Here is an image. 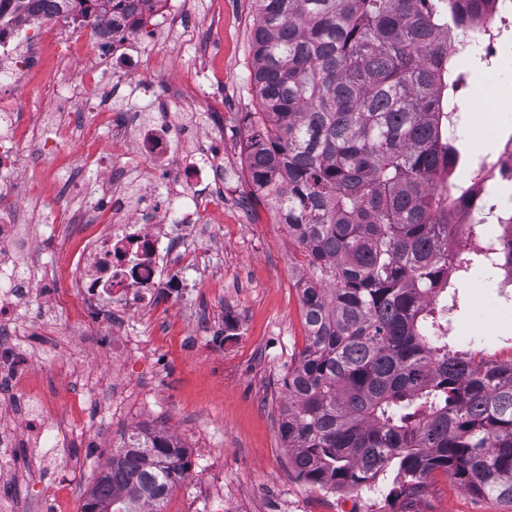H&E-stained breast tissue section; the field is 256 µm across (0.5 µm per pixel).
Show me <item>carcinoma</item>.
<instances>
[{
  "mask_svg": "<svg viewBox=\"0 0 512 512\" xmlns=\"http://www.w3.org/2000/svg\"><path fill=\"white\" fill-rule=\"evenodd\" d=\"M147 0H0L3 14L114 22ZM245 113L255 201L305 252L307 343L284 378L279 432L298 478L331 491L389 468L412 496L440 469L471 494L512 503V361L448 336L459 284L488 268L481 242L490 197L462 174L449 134L479 41L476 0H253ZM478 214L453 250L451 213ZM512 280V216L497 224ZM453 269L455 278L448 276ZM191 467L162 429L135 430L112 451L83 512H164Z\"/></svg>",
  "mask_w": 512,
  "mask_h": 512,
  "instance_id": "obj_1",
  "label": "carcinoma"
}]
</instances>
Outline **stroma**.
<instances>
[{
	"mask_svg": "<svg viewBox=\"0 0 512 512\" xmlns=\"http://www.w3.org/2000/svg\"><path fill=\"white\" fill-rule=\"evenodd\" d=\"M194 37L159 35L144 49L128 38L113 45L101 67L93 104L71 111L56 105L57 122L36 128L37 140L54 141L65 133L71 151L48 154L27 147L17 158L18 181L11 191L24 201L20 224L34 227L44 242L42 261L54 283L67 282L72 257L83 243L77 228L84 210L80 198L67 193L73 159L83 135H93L100 149L98 166L83 179L94 187L112 178L114 163L109 131L98 124L96 108L145 112L151 104L167 105L185 129L213 124L212 107H221L224 125L222 195L207 213L209 231L203 268L187 272L191 284L179 306H153L140 311L126 329L145 346L141 357L126 359L127 377L119 386L121 402L108 426L92 438V454L77 455L82 428L98 412V399L87 398L90 381L65 352L78 320L76 298L47 301L44 316L55 317L52 334L31 326L23 351L36 357L27 373V405L56 403L67 411L75 430L72 445L47 451L19 441L0 446V512H42L46 496H54V512H82L99 471L113 448L131 429L165 430L185 447L191 461L189 481L220 484L236 499L238 512H512V504L477 497L460 487L445 471L427 478L415 497H397L392 478L354 492H332L297 478L291 451L279 434L284 378L306 344L301 319L300 288L305 259L297 244L271 211L256 204L246 169L244 113L253 111L250 32L254 25L251 0H198L188 18ZM58 47L49 51L24 84L0 80V97L15 102L21 120L34 125L36 114L51 102L55 81L74 76L86 62L71 54L70 44L88 30L66 24ZM139 73L152 92L129 102L116 89L129 72ZM193 86L203 105L186 108V86ZM491 89L485 71H475L461 96L460 122L471 159H494L498 138L483 129L481 100ZM488 279L478 274L459 288L461 309L455 316L470 330L474 348L501 359L512 345V320L500 321L487 300ZM236 318L228 333L224 322Z\"/></svg>",
	"mask_w": 512,
	"mask_h": 512,
	"instance_id": "1",
	"label": "stroma"
}]
</instances>
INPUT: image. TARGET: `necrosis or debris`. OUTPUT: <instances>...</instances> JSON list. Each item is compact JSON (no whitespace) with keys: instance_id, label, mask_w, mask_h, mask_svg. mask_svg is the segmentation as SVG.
Segmentation results:
<instances>
[{"instance_id":"necrosis-or-debris-1","label":"necrosis or debris","mask_w":512,"mask_h":512,"mask_svg":"<svg viewBox=\"0 0 512 512\" xmlns=\"http://www.w3.org/2000/svg\"><path fill=\"white\" fill-rule=\"evenodd\" d=\"M484 40L460 39L458 52L475 55L485 65L499 60L507 37L512 36V0H485L481 13ZM111 24L93 27L85 36L89 63L78 86L59 83L57 94L72 97L75 88H88L109 54L113 38ZM102 125L112 132L115 157L125 172L135 170L139 162L150 165L155 182L179 189L178 200L160 193L130 195L125 184L89 198L85 210L91 217L84 227V241L73 259L69 283L77 297L79 313L91 328L89 345L100 352L112 351L121 344L124 353L139 349L137 337L115 339L110 329L115 319L138 313L146 302L174 303L186 293L184 271L201 266L203 245L193 243L194 217L212 202L208 193L199 191L191 166L200 163L214 168L224 157L221 144L197 131L202 139L200 151H184L185 131L167 107L158 106L136 116H116L109 110L99 113ZM137 133L136 145H129L130 133ZM495 178L507 194L501 211L512 215V143L505 144L495 161L472 177L473 193H481L488 178ZM180 209L176 224L158 223L159 214ZM34 243L31 225L15 224L0 213V324L15 322L20 312L39 311L51 286L48 274L38 273L33 261ZM71 426L53 405H41L37 411L21 409L0 414V437L20 432L46 448L63 447Z\"/></svg>"}]
</instances>
